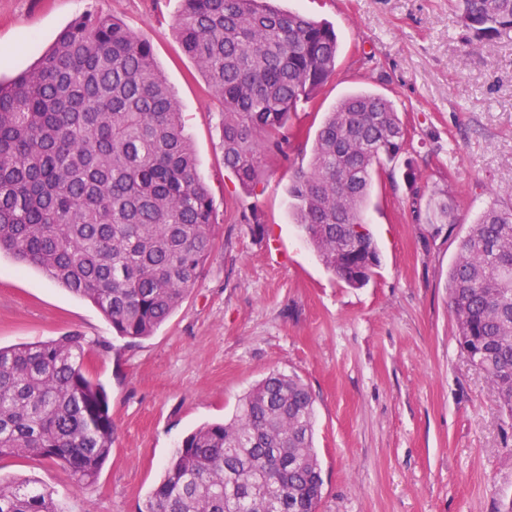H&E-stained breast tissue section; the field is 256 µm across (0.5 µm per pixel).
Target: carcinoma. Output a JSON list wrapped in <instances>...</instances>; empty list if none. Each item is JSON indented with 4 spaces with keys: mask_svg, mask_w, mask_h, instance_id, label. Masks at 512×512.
I'll list each match as a JSON object with an SVG mask.
<instances>
[{
    "mask_svg": "<svg viewBox=\"0 0 512 512\" xmlns=\"http://www.w3.org/2000/svg\"><path fill=\"white\" fill-rule=\"evenodd\" d=\"M178 37L224 112V167L253 193L285 156L291 118L336 73L325 21L271 0H181ZM478 45L512 32V0H459ZM393 103L368 91L336 102L291 216L337 278L366 285L380 262L364 210L373 175L407 151ZM219 223L184 134L182 109L150 42L88 12L26 71L0 80V252L90 301L120 338L152 335L198 280ZM448 305L469 361L512 420V209L488 207L462 238ZM80 337L0 347V457L34 456L95 483L112 452L105 388L83 370ZM314 399L273 372L235 416L181 442L140 512H318ZM0 512H61L28 479L0 480Z\"/></svg>",
    "mask_w": 512,
    "mask_h": 512,
    "instance_id": "cac0c4a2",
    "label": "carcinoma"
}]
</instances>
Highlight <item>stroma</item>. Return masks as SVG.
Segmentation results:
<instances>
[{"label":"stroma","instance_id":"35a3bbf8","mask_svg":"<svg viewBox=\"0 0 512 512\" xmlns=\"http://www.w3.org/2000/svg\"><path fill=\"white\" fill-rule=\"evenodd\" d=\"M279 5L331 23L342 51L294 118L300 134L287 157H269L250 194L224 167L221 108L181 48L180 0H0L4 80L90 11L148 38L219 217L194 288L143 339L115 336L91 302L0 254V346L80 336L114 425L93 485L33 456L0 458V476L36 482L64 512H139L183 438L231 419L243 395L279 371L300 376L315 398L318 512H504L512 420L459 346L448 273L483 210L512 205V36L474 46L456 22L457 0ZM358 90L394 104L412 146L374 176L366 220L381 264L353 288L292 224L288 184L325 113ZM440 199L446 224L432 221Z\"/></svg>","mask_w":512,"mask_h":512}]
</instances>
